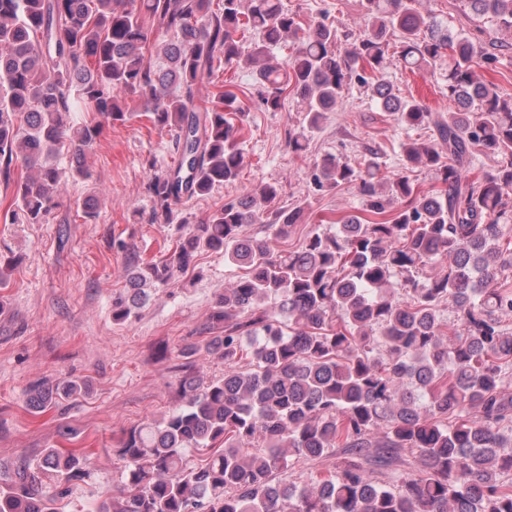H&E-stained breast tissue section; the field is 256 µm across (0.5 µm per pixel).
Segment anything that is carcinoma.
I'll return each instance as SVG.
<instances>
[{"instance_id":"obj_1","label":"carcinoma","mask_w":512,"mask_h":512,"mask_svg":"<svg viewBox=\"0 0 512 512\" xmlns=\"http://www.w3.org/2000/svg\"><path fill=\"white\" fill-rule=\"evenodd\" d=\"M0 0V181L14 185L7 224H39L55 206L66 150L82 178L86 150L106 123L127 121V94L150 122L174 132L177 163L147 161L148 222L182 226L160 262L129 267L130 294L112 304L122 322L145 289L175 280L204 250L244 268L212 314L196 351L224 360V376L192 372L182 405L123 434L125 482L94 512H512V95L478 74L492 59L481 40L423 14L420 0H362L366 29L344 48L323 17L307 25L284 0ZM472 19L492 18L512 34V0H468ZM172 40L150 41L153 30ZM410 70L438 71L457 110L433 112L394 92L385 79L389 35ZM285 63L271 50L286 42ZM152 46L162 63L144 60ZM255 69L262 104L293 93L305 116L288 129L300 151L326 113L357 83L404 130L433 139L400 143L401 172L383 173L368 147L357 164L335 156L315 166L320 190L354 186L362 208L309 234L293 251L243 236L262 224L286 239L302 209L271 208L276 182L229 198L201 224L179 204L236 180L246 104L222 89L197 98L216 66ZM93 119L74 122L72 113ZM496 160L471 175L476 156ZM29 169L15 177L18 166ZM434 175L425 191L417 166ZM452 308L457 323L440 311ZM87 381L49 379L26 393L45 412L86 392ZM208 448L203 463L184 460ZM344 449L334 474L310 485L276 477L291 460ZM414 460L403 469L401 451ZM87 458L48 448L0 487V512H59ZM392 468V478L372 473Z\"/></svg>"}]
</instances>
